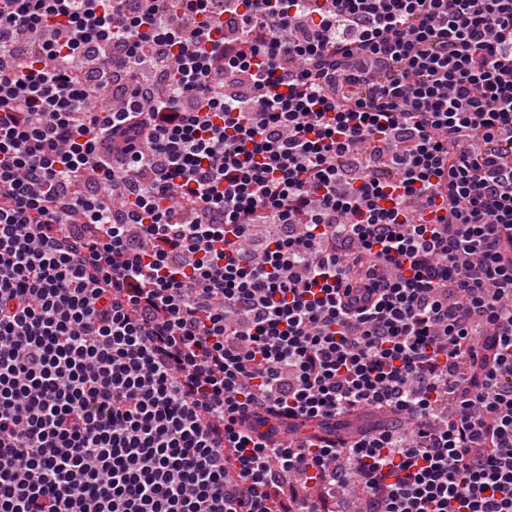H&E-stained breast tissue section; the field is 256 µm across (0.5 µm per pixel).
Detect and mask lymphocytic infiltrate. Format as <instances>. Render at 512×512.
<instances>
[{
  "instance_id": "lymphocytic-infiltrate-1",
  "label": "lymphocytic infiltrate",
  "mask_w": 512,
  "mask_h": 512,
  "mask_svg": "<svg viewBox=\"0 0 512 512\" xmlns=\"http://www.w3.org/2000/svg\"><path fill=\"white\" fill-rule=\"evenodd\" d=\"M234 2L0 0V512H512V0Z\"/></svg>"
}]
</instances>
